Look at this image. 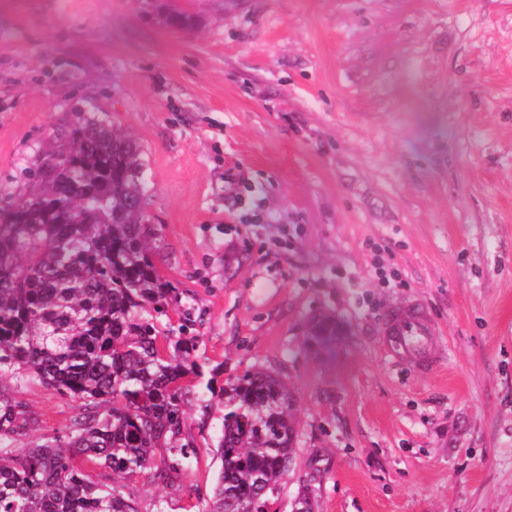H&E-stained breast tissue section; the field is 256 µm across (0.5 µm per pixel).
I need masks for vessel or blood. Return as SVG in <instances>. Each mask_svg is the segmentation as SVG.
<instances>
[{"label":"vessel or blood","instance_id":"b4317fda","mask_svg":"<svg viewBox=\"0 0 512 512\" xmlns=\"http://www.w3.org/2000/svg\"><path fill=\"white\" fill-rule=\"evenodd\" d=\"M435 327L419 308L395 309L386 329L390 354L397 359H411L428 367Z\"/></svg>","mask_w":512,"mask_h":512}]
</instances>
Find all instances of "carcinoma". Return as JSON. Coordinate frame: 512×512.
Listing matches in <instances>:
<instances>
[{
    "label": "carcinoma",
    "instance_id": "1",
    "mask_svg": "<svg viewBox=\"0 0 512 512\" xmlns=\"http://www.w3.org/2000/svg\"><path fill=\"white\" fill-rule=\"evenodd\" d=\"M64 137L29 189L0 206V374L36 379L78 402L79 413L66 434L19 444L27 419L0 394V512H139L124 483L101 485L76 460L120 477L151 464L154 480L179 483L196 454L183 437V380L201 375L192 360L199 337L186 323L159 327L175 286L148 250L139 143L93 120ZM336 331V318L323 316L307 343L321 346ZM295 402L263 369L224 386L221 465L198 512L268 504L294 458Z\"/></svg>",
    "mask_w": 512,
    "mask_h": 512
}]
</instances>
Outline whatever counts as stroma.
Masks as SVG:
<instances>
[{"label":"stroma","mask_w":512,"mask_h":512,"mask_svg":"<svg viewBox=\"0 0 512 512\" xmlns=\"http://www.w3.org/2000/svg\"><path fill=\"white\" fill-rule=\"evenodd\" d=\"M81 118L139 141L169 322L200 338L198 461L178 488L130 477L139 512L210 496L224 385L254 367L298 403L276 512L307 481L314 512H512V0H0V194ZM414 305L427 372L385 344ZM0 392L24 444L76 413ZM336 318L334 316H323L313 322L307 336V343L314 346H321L336 338Z\"/></svg>","instance_id":"stroma-1"}]
</instances>
